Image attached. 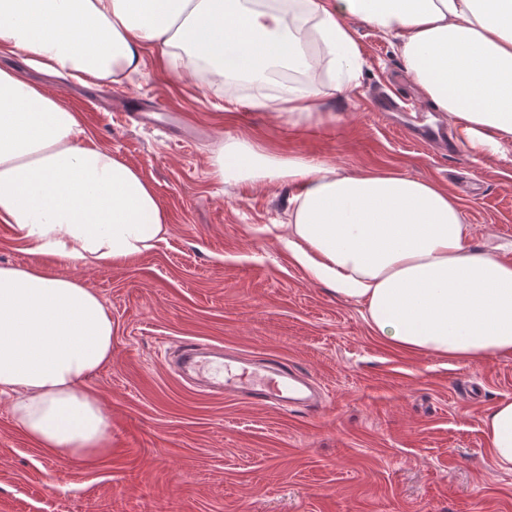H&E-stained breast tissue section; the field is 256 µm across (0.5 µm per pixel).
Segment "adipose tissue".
I'll return each mask as SVG.
<instances>
[{
    "instance_id": "1",
    "label": "adipose tissue",
    "mask_w": 512,
    "mask_h": 512,
    "mask_svg": "<svg viewBox=\"0 0 512 512\" xmlns=\"http://www.w3.org/2000/svg\"><path fill=\"white\" fill-rule=\"evenodd\" d=\"M400 42L425 102L453 117L471 149L512 145V0H0V51L52 76L117 80L144 56L205 62L211 82L261 84L308 68L310 42L346 94L360 56L352 21ZM222 181L292 187L281 238L312 279L362 302L392 346L482 362L512 355V261L475 250L455 197L396 169L341 173L226 137ZM0 223L31 253L96 269L155 249L168 219L140 170L84 135L56 92L0 68ZM112 358V318L78 278L0 265V394L14 423L63 458H91L112 419L87 385ZM493 464L512 472V401L483 419Z\"/></svg>"
}]
</instances>
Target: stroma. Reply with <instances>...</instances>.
Returning a JSON list of instances; mask_svg holds the SVG:
<instances>
[{"mask_svg": "<svg viewBox=\"0 0 512 512\" xmlns=\"http://www.w3.org/2000/svg\"><path fill=\"white\" fill-rule=\"evenodd\" d=\"M354 28L362 67L344 95L319 73L323 122L284 124L268 84L239 80L228 99L224 85L181 76L157 50L144 77H45L97 144L152 184L169 233L151 252L84 273L29 252L0 223V264L83 274L112 317V360L87 380L112 416L111 448L58 457L13 423L1 396L0 512H512V472L493 466L482 431L512 400V357L467 363L388 344L362 303L311 281L283 250L288 185L211 174L212 146L229 135L352 174L397 169L458 199L474 248L512 243V162L411 139L409 123H453L413 82L397 88L411 113L375 112L372 95L406 69L395 38ZM104 91L158 100L189 121L190 140L175 143L166 122L104 111ZM184 339L294 362L323 387L324 407L197 391L164 363Z\"/></svg>", "mask_w": 512, "mask_h": 512, "instance_id": "obj_1", "label": "stroma"}]
</instances>
